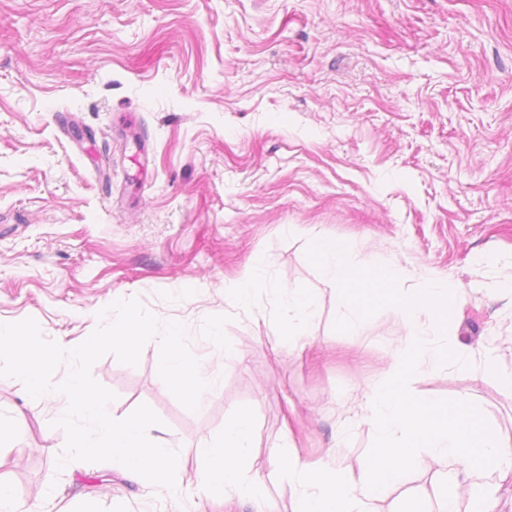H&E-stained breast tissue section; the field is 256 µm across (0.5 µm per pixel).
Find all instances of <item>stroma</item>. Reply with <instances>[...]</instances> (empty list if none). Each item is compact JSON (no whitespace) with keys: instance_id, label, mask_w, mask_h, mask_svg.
Segmentation results:
<instances>
[{"instance_id":"obj_1","label":"stroma","mask_w":512,"mask_h":512,"mask_svg":"<svg viewBox=\"0 0 512 512\" xmlns=\"http://www.w3.org/2000/svg\"><path fill=\"white\" fill-rule=\"evenodd\" d=\"M393 264L402 285H462L448 335L470 368L415 378L424 397H466L512 443V0H0V322L34 318L86 339L97 313L136 297L183 323L220 372L204 409L164 390L158 351L101 358L114 415L148 404L185 459L176 491L111 463L57 468L65 402L0 377V480L48 512H254L198 498L197 446L235 414L258 441L247 466L278 512L296 489L271 450L357 470L373 434L360 406L407 334L386 308L333 329L339 302L305 256L314 233ZM263 262L261 316L224 302ZM317 298L312 343L277 345L278 289ZM220 324L228 353L212 351ZM441 468L417 465L380 512H438Z\"/></svg>"}]
</instances>
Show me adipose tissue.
Returning <instances> with one entry per match:
<instances>
[{"instance_id":"ef3b65f1","label":"adipose tissue","mask_w":512,"mask_h":512,"mask_svg":"<svg viewBox=\"0 0 512 512\" xmlns=\"http://www.w3.org/2000/svg\"><path fill=\"white\" fill-rule=\"evenodd\" d=\"M279 314L282 333L279 345L294 351L299 340L309 338L314 319V298L310 293L285 289L281 292ZM257 438V429L244 415L233 417L213 441L200 446L196 455L202 464L199 496H229L254 502L257 512H273L263 493V481L247 476L245 467Z\"/></svg>"}]
</instances>
